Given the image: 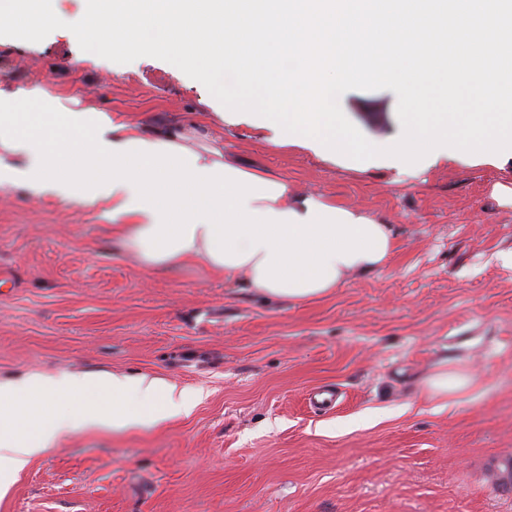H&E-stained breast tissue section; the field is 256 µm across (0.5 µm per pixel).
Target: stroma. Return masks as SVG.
Here are the masks:
<instances>
[{
  "mask_svg": "<svg viewBox=\"0 0 512 512\" xmlns=\"http://www.w3.org/2000/svg\"><path fill=\"white\" fill-rule=\"evenodd\" d=\"M66 26L0 39V88L41 81L130 120L221 104L164 60L119 64L69 31L85 0H56ZM390 90L339 105L368 141L402 126ZM224 150L390 224L380 270L330 293L262 297L205 263L172 272L112 242L102 212L0 191V380L105 371L168 378L203 398L151 429L78 428L0 495V512H512V208L491 197L512 157L395 170L225 123ZM470 368L466 392L430 399L426 379Z\"/></svg>",
  "mask_w": 512,
  "mask_h": 512,
  "instance_id": "obj_1",
  "label": "stroma"
}]
</instances>
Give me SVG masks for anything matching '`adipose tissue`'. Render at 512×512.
I'll list each match as a JSON object with an SVG mask.
<instances>
[{"label": "adipose tissue", "mask_w": 512, "mask_h": 512, "mask_svg": "<svg viewBox=\"0 0 512 512\" xmlns=\"http://www.w3.org/2000/svg\"><path fill=\"white\" fill-rule=\"evenodd\" d=\"M100 209L145 267L200 260L254 292L300 302L383 267L390 225L286 178L241 167L194 121L136 125L40 83L0 89V188ZM197 398L148 375L0 382V494L70 429L152 428Z\"/></svg>", "instance_id": "adipose-tissue-1"}]
</instances>
